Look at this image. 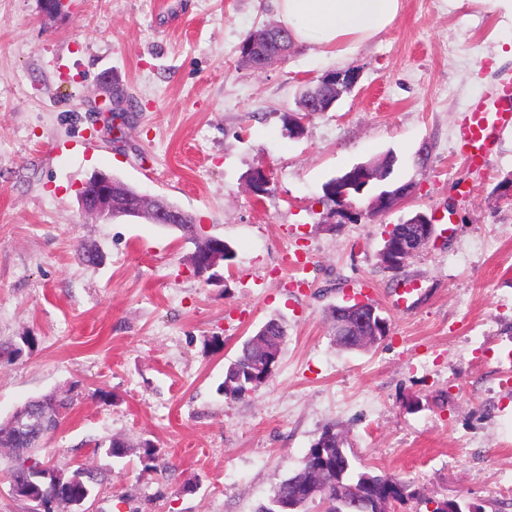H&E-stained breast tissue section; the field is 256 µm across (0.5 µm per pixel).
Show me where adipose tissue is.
Segmentation results:
<instances>
[{
	"label": "adipose tissue",
	"mask_w": 512,
	"mask_h": 512,
	"mask_svg": "<svg viewBox=\"0 0 512 512\" xmlns=\"http://www.w3.org/2000/svg\"><path fill=\"white\" fill-rule=\"evenodd\" d=\"M281 24L298 43L337 52L356 48L390 27L402 0H277Z\"/></svg>",
	"instance_id": "1"
}]
</instances>
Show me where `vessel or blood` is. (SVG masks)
Wrapping results in <instances>:
<instances>
[{
    "instance_id": "obj_1",
    "label": "vessel or blood",
    "mask_w": 512,
    "mask_h": 512,
    "mask_svg": "<svg viewBox=\"0 0 512 512\" xmlns=\"http://www.w3.org/2000/svg\"><path fill=\"white\" fill-rule=\"evenodd\" d=\"M512 128V82L499 85L493 99L477 100L467 105L459 127L456 151L469 163L485 162L493 135Z\"/></svg>"
}]
</instances>
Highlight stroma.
<instances>
[{
	"mask_svg": "<svg viewBox=\"0 0 512 512\" xmlns=\"http://www.w3.org/2000/svg\"><path fill=\"white\" fill-rule=\"evenodd\" d=\"M278 21L275 0H68L54 19L0 0V341L19 349L0 361V420L73 396L39 456L104 473L89 512H255L332 424L349 457L407 482L391 512H512V129L485 166L454 151L464 108L512 80V0H403L352 53L297 44L243 65L245 36ZM335 70L356 86L288 137L284 113ZM109 84L124 93L116 131L98 112ZM389 153L412 193L333 224L323 184ZM97 170L190 214L233 265L206 281L179 231L82 214ZM418 211L437 240L385 268V225ZM81 245L100 262H80ZM360 297L390 331L349 351L331 311ZM272 318L286 329L274 374L224 399L225 364ZM115 436L152 441L169 468L109 457Z\"/></svg>",
	"mask_w": 512,
	"mask_h": 512,
	"instance_id": "1",
	"label": "stroma"
}]
</instances>
